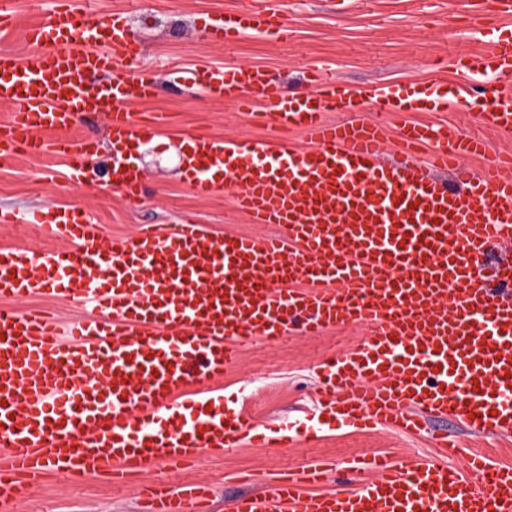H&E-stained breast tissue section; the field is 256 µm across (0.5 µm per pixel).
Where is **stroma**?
I'll return each instance as SVG.
<instances>
[{"label":"stroma","mask_w":512,"mask_h":512,"mask_svg":"<svg viewBox=\"0 0 512 512\" xmlns=\"http://www.w3.org/2000/svg\"><path fill=\"white\" fill-rule=\"evenodd\" d=\"M254 6L275 12L289 31L287 41L245 37L225 47L213 43L198 21L207 13H231ZM52 0H12L15 27L0 34V50L23 55L28 47L23 31L44 22ZM93 16L105 20L120 14L129 35L141 45L139 56L119 64L120 71H152L156 96L127 104L128 112L166 114L169 130L134 151L132 162L143 176V195L127 203L119 189L85 188L67 177V165L56 155H25L0 162V208L14 211L17 223L0 224L1 248H30L38 252L58 249V241L43 237L31 220L50 204H76L90 214L108 238L131 236L149 224H179L189 220L204 225L212 236L276 233L277 225L255 224L236 207L241 188L227 184L223 192L197 195L183 174V137L204 132L239 141L278 138L262 124L263 101L243 111L232 102L214 101L201 90L179 83L177 71L195 67L260 66L284 90L313 92L309 78L318 73L353 87L374 83L405 85L413 81L437 82L448 93L444 112H382L369 106L364 113L332 112L334 122L379 120L387 127L382 160L396 157L400 127L409 122L448 126L459 136L480 135L492 152L512 151V132H494L478 126L475 115L490 106L494 92L512 94V71L466 75L456 68L462 54H478L490 46L497 28H512V15L488 9L485 0H92ZM359 326L335 327L318 336H291L270 345L256 341L242 353L233 369L215 383L224 396L239 398L244 410L258 423L301 418L313 406L320 379L315 367L365 339ZM443 429L456 436L460 451L448 464L466 471L472 453L486 455L497 466L512 467V437H484L462 424L444 421ZM359 452L388 453L405 460L435 455L428 434L407 436L387 427L359 431L333 427L313 442L285 448L243 445L226 454H204L192 467L153 466L139 481L111 484L96 475L71 484L53 477L36 485L11 512H141L142 490L154 482L176 488L189 481L211 485L208 512H226V505L241 493L230 475L248 472L271 479L298 470L312 459L331 466L327 488L359 483L357 474L342 469L344 460Z\"/></svg>","instance_id":"obj_1"}]
</instances>
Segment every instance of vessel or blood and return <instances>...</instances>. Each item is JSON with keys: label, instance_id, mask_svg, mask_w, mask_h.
Instances as JSON below:
<instances>
[{"label": "vessel or blood", "instance_id": "1", "mask_svg": "<svg viewBox=\"0 0 512 512\" xmlns=\"http://www.w3.org/2000/svg\"><path fill=\"white\" fill-rule=\"evenodd\" d=\"M213 40L248 35L287 38L273 14L245 8L201 21ZM26 57L0 51V161L21 154L67 158L70 180L97 186L96 142L65 139L81 115L106 112L113 164L107 182L137 202L142 176L134 146L159 136L165 115L136 117L126 104L153 97L142 70L117 74L139 44L121 16L88 21L79 7H53L25 34ZM467 72L512 69V30L491 49L459 57ZM100 75L89 83L91 75ZM182 83L215 100L250 108L279 131H303L313 150L262 140L185 136V178L200 194L241 183L237 206L280 234L213 238L202 225L155 224L105 239L75 205L48 206L42 235L52 253L0 250V512H8L46 471L79 482L93 475L119 484L150 466L177 467L203 452L246 442L284 447L316 440L325 422L354 428L386 424L414 434L437 416L480 434L512 435V263L488 264L512 244V153L479 171L462 156L490 150L479 137L409 124L396 163L380 155L384 129L370 122L331 124L329 112L446 110L439 84L383 83L356 89L320 78L311 94H291L254 66L186 69ZM488 129H512V96L478 113ZM430 168L415 165L422 149ZM452 173L455 184L439 179ZM52 296L89 308L60 333L41 312H17L9 298ZM338 325L365 326V340L323 360L319 416L302 429L269 430L225 403L213 383L242 349L274 345L290 333L317 336ZM199 395L185 397L190 385ZM443 456L455 450L439 435ZM418 457L408 464L366 453L348 459L367 477L354 489L309 494L325 480L308 463L268 489L240 495L230 512H512V469L473 456L467 472ZM210 494L188 483L178 492L147 489L144 512H187Z\"/></svg>", "mask_w": 512, "mask_h": 512}]
</instances>
